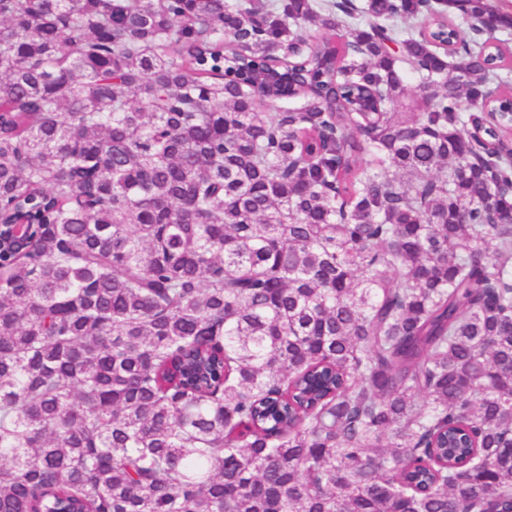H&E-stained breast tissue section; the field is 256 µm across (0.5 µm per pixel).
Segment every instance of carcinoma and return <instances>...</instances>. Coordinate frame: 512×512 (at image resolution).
I'll return each mask as SVG.
<instances>
[{"mask_svg":"<svg viewBox=\"0 0 512 512\" xmlns=\"http://www.w3.org/2000/svg\"><path fill=\"white\" fill-rule=\"evenodd\" d=\"M443 2L0 0V512H512V15Z\"/></svg>","mask_w":512,"mask_h":512,"instance_id":"carcinoma-1","label":"carcinoma"}]
</instances>
